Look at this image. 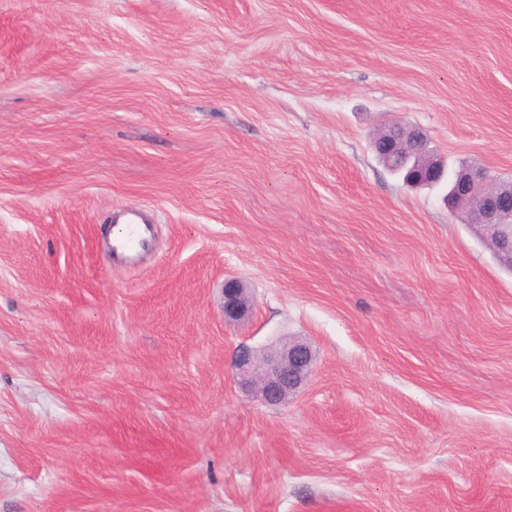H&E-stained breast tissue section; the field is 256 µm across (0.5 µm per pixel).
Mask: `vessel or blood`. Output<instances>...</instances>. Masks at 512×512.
Listing matches in <instances>:
<instances>
[{
  "label": "vessel or blood",
  "instance_id": "vessel-or-blood-1",
  "mask_svg": "<svg viewBox=\"0 0 512 512\" xmlns=\"http://www.w3.org/2000/svg\"><path fill=\"white\" fill-rule=\"evenodd\" d=\"M154 244V224L143 211H119L112 216V260L134 265Z\"/></svg>",
  "mask_w": 512,
  "mask_h": 512
}]
</instances>
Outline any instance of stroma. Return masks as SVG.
I'll return each instance as SVG.
<instances>
[{"label": "stroma", "mask_w": 512, "mask_h": 512, "mask_svg": "<svg viewBox=\"0 0 512 512\" xmlns=\"http://www.w3.org/2000/svg\"><path fill=\"white\" fill-rule=\"evenodd\" d=\"M388 123L512 178V0H0V512H512V273ZM378 158L393 172H405L410 186L438 184L447 173L445 159L429 147L425 132L400 124L380 128L373 137ZM112 260L134 265L154 244V224L144 211H119L112 216ZM253 307L250 289L239 279L231 278L224 283V320H245ZM313 361L310 346L292 338L263 351L242 345L233 355L234 381L240 391L265 405H283L305 386Z\"/></svg>", "instance_id": "obj_1"}]
</instances>
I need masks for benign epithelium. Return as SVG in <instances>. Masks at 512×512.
Returning <instances> with one entry per match:
<instances>
[{
  "label": "benign epithelium",
  "mask_w": 512,
  "mask_h": 512,
  "mask_svg": "<svg viewBox=\"0 0 512 512\" xmlns=\"http://www.w3.org/2000/svg\"><path fill=\"white\" fill-rule=\"evenodd\" d=\"M378 158L393 172L405 173L410 186L435 185L447 173L445 159L429 147L425 132L400 124L380 128L373 137ZM451 207L488 242L495 260L512 272V180H494L481 165L456 172L448 193ZM253 307L250 289L239 279L224 283V320H244ZM314 354L300 340L286 338L258 351L240 346L233 355L234 381L240 391L269 406L288 403L307 383Z\"/></svg>",
  "instance_id": "7a95c632"
}]
</instances>
